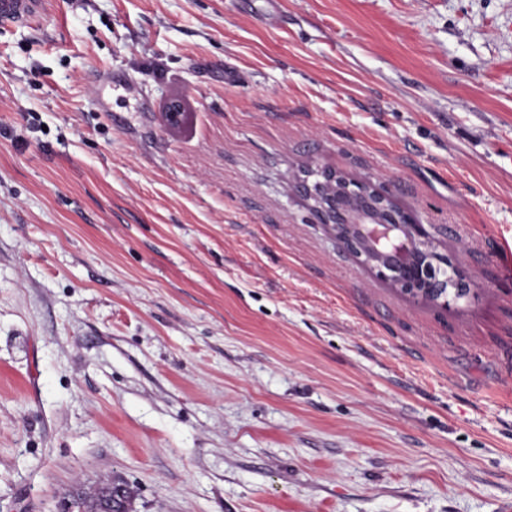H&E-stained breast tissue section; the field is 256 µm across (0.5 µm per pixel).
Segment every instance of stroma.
Segmentation results:
<instances>
[{"label": "stroma", "instance_id": "35a3bbf8", "mask_svg": "<svg viewBox=\"0 0 512 512\" xmlns=\"http://www.w3.org/2000/svg\"><path fill=\"white\" fill-rule=\"evenodd\" d=\"M180 104L169 123L171 104ZM389 192L392 287L295 188ZM512 502V0H48L0 26V512ZM431 257L433 258L434 266H432L430 264L426 265L424 259L422 257H420L418 254L415 257V261L412 263V265L414 267L422 268V269L425 266H427V267H429L432 270H437L439 276L442 277V278H440V277H438V278H436V277H427L426 279H431V280L433 279V280L440 281L444 277L447 276L448 283H449V282L453 281L455 276H461V278H464L467 281L466 293H467V291L469 292V282L467 280V277L464 275V273L460 269H457L456 267L453 266L452 259L448 255H445V254H443L441 252H438L436 254H431ZM448 268L450 269V274L448 273ZM425 280H423V282ZM111 487L112 491H110ZM119 494L121 495L122 499L129 500L130 493L127 489L121 487L120 485L112 486V484L99 487L91 494H88L86 492H77L73 499L77 510H80L81 507H85V509L87 510L88 503L90 501H97L100 498L108 497L110 495L119 498Z\"/></svg>", "mask_w": 512, "mask_h": 512}]
</instances>
